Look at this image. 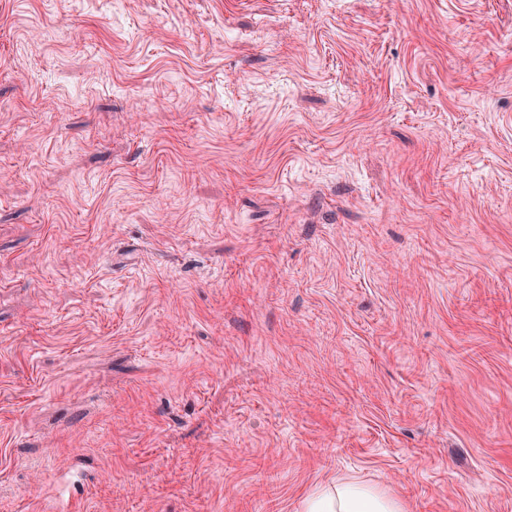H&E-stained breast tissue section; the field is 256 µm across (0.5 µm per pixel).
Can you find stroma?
Masks as SVG:
<instances>
[{
    "mask_svg": "<svg viewBox=\"0 0 512 512\" xmlns=\"http://www.w3.org/2000/svg\"><path fill=\"white\" fill-rule=\"evenodd\" d=\"M512 512V0H0V512ZM302 508L304 512H405L402 503L383 490L352 480L313 488Z\"/></svg>",
    "mask_w": 512,
    "mask_h": 512,
    "instance_id": "obj_1",
    "label": "stroma"
}]
</instances>
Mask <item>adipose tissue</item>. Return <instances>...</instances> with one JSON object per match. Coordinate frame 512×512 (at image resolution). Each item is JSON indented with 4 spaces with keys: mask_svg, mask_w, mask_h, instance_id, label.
Wrapping results in <instances>:
<instances>
[{
    "mask_svg": "<svg viewBox=\"0 0 512 512\" xmlns=\"http://www.w3.org/2000/svg\"><path fill=\"white\" fill-rule=\"evenodd\" d=\"M302 508L304 512H405L402 503L383 490L352 480L313 488Z\"/></svg>",
    "mask_w": 512,
    "mask_h": 512,
    "instance_id": "adipose-tissue-1",
    "label": "adipose tissue"
}]
</instances>
